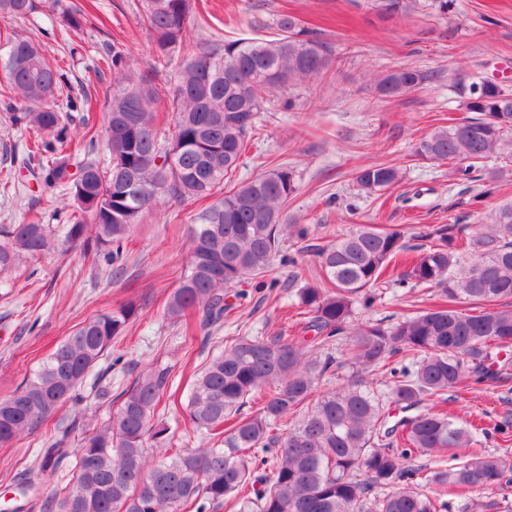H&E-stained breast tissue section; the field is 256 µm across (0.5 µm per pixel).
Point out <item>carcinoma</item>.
I'll use <instances>...</instances> for the list:
<instances>
[{
	"label": "carcinoma",
	"mask_w": 512,
	"mask_h": 512,
	"mask_svg": "<svg viewBox=\"0 0 512 512\" xmlns=\"http://www.w3.org/2000/svg\"><path fill=\"white\" fill-rule=\"evenodd\" d=\"M60 25L78 31L85 11L52 0ZM35 0H0V18L24 20ZM197 20L195 0H144L142 21L152 33L154 64L138 73L121 45L107 58L116 88L104 103L103 163L75 162L73 140H95L89 119H73L54 104L67 80L42 45L5 33L0 63V114L28 134L24 168L41 194L70 202L64 239L50 224L0 225V277L22 257L81 245L85 254L121 266L130 232L142 215L174 200L215 198L191 237L188 270L167 307L180 319L190 309L209 326L242 304L247 284L273 289L267 276L276 264L293 265L284 250L289 234L307 230L283 223V209L297 191L295 172L281 167L224 190L267 111L270 94L320 75L332 49L299 19L281 14L277 37L228 40L218 48L182 60L177 83L167 96L173 127L157 128L161 99L153 75L172 61ZM429 75L405 65L387 71L378 91L395 97ZM466 110L474 116L441 127L416 143L414 155L454 166L459 181L476 179L493 155L512 156V96L494 85L470 89ZM400 180L390 165L365 166L354 181L367 194ZM456 224H442L425 237L437 244L419 247L408 269L393 281L399 287L437 289L440 302L403 320L384 317L351 326L353 300L382 283L391 261L405 251V231L363 224L336 235L317 252L327 288L299 291L305 317L301 335L238 336L195 375L188 399L192 423L219 440L218 448H179L169 460L157 454L174 438L154 420L170 372L158 366L138 375L122 397L116 416L71 443L68 428L39 449L40 467L20 483L23 497L41 498L42 476L63 463L73 480L54 489L44 507L58 512H186L208 502L216 507L239 489L253 495L238 512H448L451 504L424 490L419 456L451 453L456 464L432 472L428 483L456 495L491 490L506 471L502 459L478 447L486 428L464 426L444 410H421L427 397H441L468 382L489 377L487 347L512 345V204L489 224L476 226V256L466 265L458 253ZM481 305L474 314L471 305ZM135 308L122 306L93 316L64 339L46 364L11 396L0 400V447L39 429L70 402L80 405L78 388L112 342L123 335ZM345 347V359L332 353ZM350 366L338 387L317 393L321 380ZM383 368L387 391L367 377ZM261 407L244 415L249 401ZM310 407L283 436L271 430ZM389 406L418 413L390 423ZM391 487L378 497L375 489Z\"/></svg>",
	"instance_id": "carcinoma-1"
}]
</instances>
